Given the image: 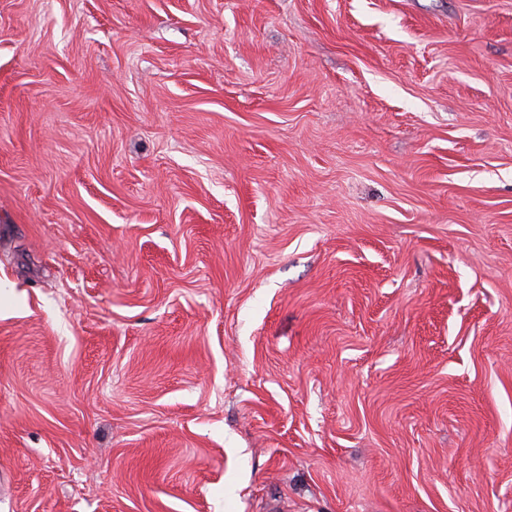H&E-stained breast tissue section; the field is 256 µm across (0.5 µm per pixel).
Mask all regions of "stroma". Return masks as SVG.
Masks as SVG:
<instances>
[{"label": "stroma", "instance_id": "stroma-1", "mask_svg": "<svg viewBox=\"0 0 512 512\" xmlns=\"http://www.w3.org/2000/svg\"><path fill=\"white\" fill-rule=\"evenodd\" d=\"M0 512H512V0H0Z\"/></svg>", "mask_w": 512, "mask_h": 512}]
</instances>
